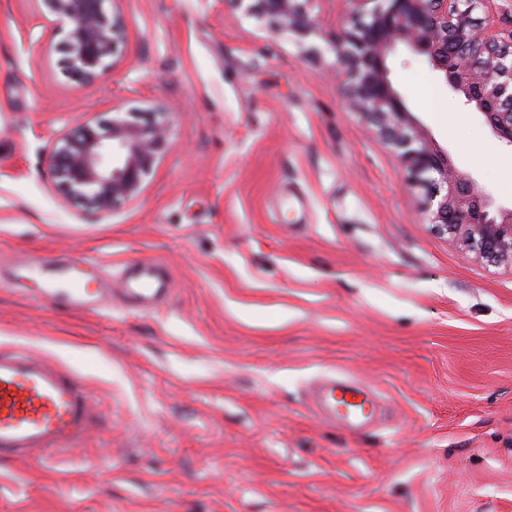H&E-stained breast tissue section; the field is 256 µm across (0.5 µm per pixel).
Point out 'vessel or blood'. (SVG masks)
<instances>
[{
  "label": "vessel or blood",
  "instance_id": "b4317fda",
  "mask_svg": "<svg viewBox=\"0 0 512 512\" xmlns=\"http://www.w3.org/2000/svg\"><path fill=\"white\" fill-rule=\"evenodd\" d=\"M124 293L146 305L162 300L167 291L159 286L156 264L142 263ZM111 294L75 279L55 302L94 311ZM369 401L368 391L348 381H329L317 395L319 408L329 416L339 405L351 407L354 417L365 416ZM94 416L93 400L72 372L46 357L0 347V455L25 458L70 450L83 442Z\"/></svg>",
  "mask_w": 512,
  "mask_h": 512
}]
</instances>
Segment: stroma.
Listing matches in <instances>:
<instances>
[{
  "label": "stroma",
  "instance_id": "obj_1",
  "mask_svg": "<svg viewBox=\"0 0 512 512\" xmlns=\"http://www.w3.org/2000/svg\"><path fill=\"white\" fill-rule=\"evenodd\" d=\"M115 73L67 77L66 32L0 0V346L76 374L99 423L46 461L0 457V512H512V269L434 234L377 125L345 102L326 38L370 5L303 0L273 32L227 0H110ZM391 78L454 166L512 203V149L427 63ZM434 98L433 110L420 104ZM172 135L140 199L64 204L50 151L113 108ZM157 305H50L80 258ZM375 395L364 429L314 412L324 378ZM120 289L126 296L152 305L162 300L169 288H160L157 265L153 262H144L137 273L128 277L127 288Z\"/></svg>",
  "mask_w": 512,
  "mask_h": 512
}]
</instances>
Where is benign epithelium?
<instances>
[{"label": "benign epithelium", "instance_id": "benign-epithelium-1", "mask_svg": "<svg viewBox=\"0 0 512 512\" xmlns=\"http://www.w3.org/2000/svg\"><path fill=\"white\" fill-rule=\"evenodd\" d=\"M38 11L68 27L63 70L93 82L115 68L121 21L106 0H33ZM280 33L316 25L298 0H230ZM367 21L339 32L329 46L341 64L338 76L350 105L376 121L398 150L409 189L422 188L421 208L431 230L475 253L487 265L512 268V206L495 205L471 178L454 169L448 153L419 125L390 79L388 59L398 50L425 59L454 93L466 84L467 105L491 134L512 147V56L496 68L482 64L490 48L512 44L506 31L481 17L489 0H374ZM171 129V113L158 110L136 123L120 108L103 129L90 122L60 137L51 151L55 178L67 201L106 214L140 198L159 164Z\"/></svg>", "mask_w": 512, "mask_h": 512}]
</instances>
